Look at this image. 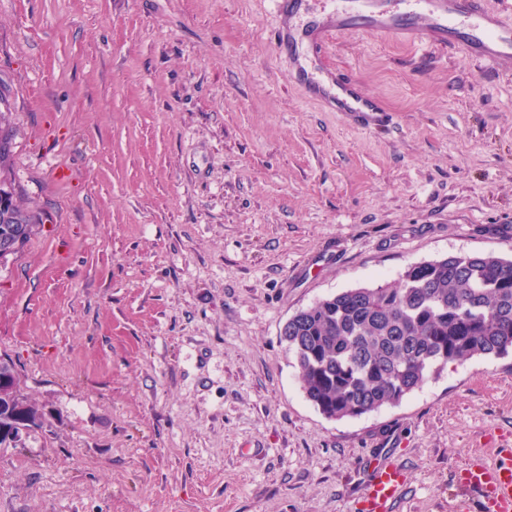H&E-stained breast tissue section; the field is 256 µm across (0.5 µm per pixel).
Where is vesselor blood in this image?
Here are the masks:
<instances>
[{"label": "vessel or blood", "mask_w": 512, "mask_h": 512, "mask_svg": "<svg viewBox=\"0 0 512 512\" xmlns=\"http://www.w3.org/2000/svg\"><path fill=\"white\" fill-rule=\"evenodd\" d=\"M500 10H488L485 0H333L326 20L310 19L294 25L303 0H274L278 14L291 18L288 27L275 34L278 50L288 57V77L305 98L332 112H341L368 130L384 126L388 113L380 102L362 92L349 78L320 79L313 75L297 52L301 35L323 43L333 33L350 29L351 15L362 28L403 43L418 41L444 44L467 56L498 64L512 60V0H501ZM370 477L358 503V512H394L404 489V470L395 463L371 461ZM458 485L476 491L480 512H512V448L493 466L473 460L456 472Z\"/></svg>", "instance_id": "b4317fda"}]
</instances>
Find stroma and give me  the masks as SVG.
<instances>
[{
	"mask_svg": "<svg viewBox=\"0 0 512 512\" xmlns=\"http://www.w3.org/2000/svg\"><path fill=\"white\" fill-rule=\"evenodd\" d=\"M272 0H0L5 178L37 216L0 260V362L35 416L0 512H450L512 445V354L330 419L280 336L298 310L450 254L512 258V67L361 30L312 68L390 111L308 102ZM0 105L5 109V111H0V165L5 166L11 156L13 135L9 115L6 113L9 112L8 97L2 87L0 89ZM370 477L358 503V512H393L404 489V470L395 463L375 459L370 462Z\"/></svg>",
	"mask_w": 512,
	"mask_h": 512,
	"instance_id": "obj_1",
	"label": "stroma"
}]
</instances>
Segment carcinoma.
Wrapping results in <instances>:
<instances>
[{"mask_svg": "<svg viewBox=\"0 0 512 512\" xmlns=\"http://www.w3.org/2000/svg\"><path fill=\"white\" fill-rule=\"evenodd\" d=\"M0 165L12 129L0 89ZM35 215L0 180V241L31 237ZM282 340L307 399L328 418H354L397 405L451 362L512 354V259L494 252L454 254L408 265L393 284L341 291L288 318ZM0 363V419L15 433L31 413Z\"/></svg>", "mask_w": 512, "mask_h": 512, "instance_id": "1", "label": "carcinoma"}]
</instances>
